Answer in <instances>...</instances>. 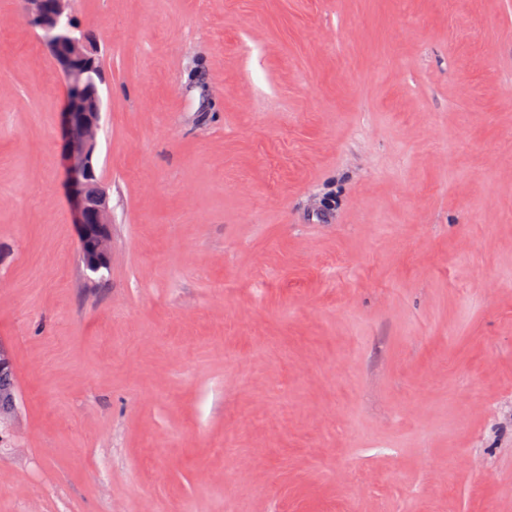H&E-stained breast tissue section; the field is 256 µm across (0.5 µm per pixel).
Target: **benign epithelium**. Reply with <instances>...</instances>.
<instances>
[{"instance_id": "obj_1", "label": "benign epithelium", "mask_w": 512, "mask_h": 512, "mask_svg": "<svg viewBox=\"0 0 512 512\" xmlns=\"http://www.w3.org/2000/svg\"><path fill=\"white\" fill-rule=\"evenodd\" d=\"M72 0H20L21 20L37 31L41 45L56 60L67 87L62 112L61 138L66 182L77 229V243L89 272L108 268L111 259L112 210L97 174L99 132L102 128V88L88 92L83 77L97 72L100 49L73 32ZM97 188L96 205L89 208L85 186ZM0 384L14 385L13 364L0 347Z\"/></svg>"}]
</instances>
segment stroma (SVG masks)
I'll return each instance as SVG.
<instances>
[{
  "label": "stroma",
  "instance_id": "1",
  "mask_svg": "<svg viewBox=\"0 0 512 512\" xmlns=\"http://www.w3.org/2000/svg\"><path fill=\"white\" fill-rule=\"evenodd\" d=\"M17 6L0 512H512V0H73L98 275Z\"/></svg>",
  "mask_w": 512,
  "mask_h": 512
}]
</instances>
